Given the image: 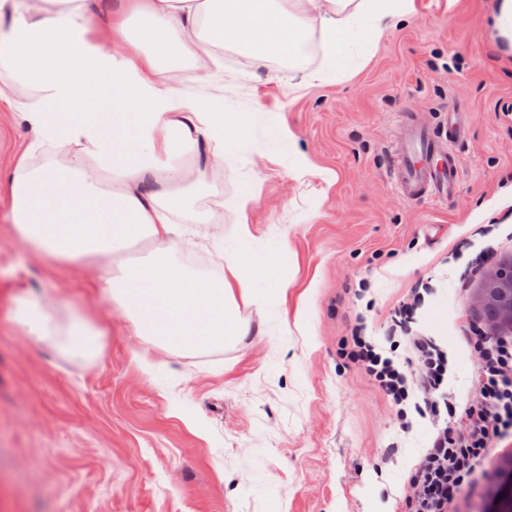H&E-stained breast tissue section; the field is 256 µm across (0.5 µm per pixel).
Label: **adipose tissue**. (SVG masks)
<instances>
[{"instance_id": "obj_1", "label": "adipose tissue", "mask_w": 512, "mask_h": 512, "mask_svg": "<svg viewBox=\"0 0 512 512\" xmlns=\"http://www.w3.org/2000/svg\"><path fill=\"white\" fill-rule=\"evenodd\" d=\"M413 12V0H116L106 53L89 37L86 0H33L0 52L12 76L0 101H12L20 84L38 92L19 111L39 134L7 174L17 240L71 267L97 262L96 295L162 350L207 352L247 335L240 306L275 313L286 298L287 279L268 275L286 244L254 236L245 217L253 197L240 195L221 272L205 276L182 260L188 247L177 218L207 191L201 150L217 162L245 146L290 144L293 134L269 112L213 111L175 72L206 69L228 44L257 63L293 62L316 32L322 61L298 87L338 82ZM141 242L149 260L126 262L123 252ZM12 304L11 321L32 342L101 357L105 332L86 312L68 309L61 325L30 292Z\"/></svg>"}]
</instances>
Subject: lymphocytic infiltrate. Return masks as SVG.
<instances>
[{
    "label": "lymphocytic infiltrate",
    "instance_id": "f902f5d3",
    "mask_svg": "<svg viewBox=\"0 0 512 512\" xmlns=\"http://www.w3.org/2000/svg\"><path fill=\"white\" fill-rule=\"evenodd\" d=\"M350 333L342 355L393 405L413 402L436 429L407 480L405 512H451L462 487L481 473L489 448L512 437V333L469 327L464 340L476 383L461 412L445 389L448 354L433 337H410L412 355L400 365L366 340L362 324H352Z\"/></svg>",
    "mask_w": 512,
    "mask_h": 512
}]
</instances>
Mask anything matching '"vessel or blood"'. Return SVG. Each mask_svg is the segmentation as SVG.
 Masks as SVG:
<instances>
[{"mask_svg":"<svg viewBox=\"0 0 512 512\" xmlns=\"http://www.w3.org/2000/svg\"><path fill=\"white\" fill-rule=\"evenodd\" d=\"M468 123V112L460 109L449 111L439 122L403 114L388 169L400 199L442 202L456 197L463 165L455 146L465 138Z\"/></svg>","mask_w":512,"mask_h":512,"instance_id":"b4317fda","label":"vessel or blood"}]
</instances>
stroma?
I'll return each instance as SVG.
<instances>
[{"label":"stroma","instance_id":"1","mask_svg":"<svg viewBox=\"0 0 512 512\" xmlns=\"http://www.w3.org/2000/svg\"><path fill=\"white\" fill-rule=\"evenodd\" d=\"M499 0H414L407 23L344 81L293 94L300 68L319 66L318 44L301 64L254 66L227 48L224 64L189 76L185 91L232 112L275 113L295 135L273 157L243 148L208 166L222 195L199 197L203 249L187 263L215 273L237 215L228 202L254 194L257 237L282 240L289 280L279 319L244 307L248 336L204 353L166 352L134 335L124 314L90 291L99 267L64 268L24 252L0 184V512H404L406 481L434 434L429 419L397 409L340 347L350 316L394 359L407 356L392 324L410 293L423 295L414 330L436 337L452 369L447 391L464 408L474 387L466 326L481 323L480 280L512 240V208L488 203L512 186V47L490 49L487 17ZM0 101V173L34 138L17 103ZM464 105L457 197L408 203L388 180L397 117L432 118ZM312 174L290 173L293 154ZM23 288L69 302L108 329L99 360L30 342L10 319ZM161 363L149 377L140 356ZM512 443L489 451L480 480L454 512H484L493 474Z\"/></svg>","mask_w":512,"mask_h":512}]
</instances>
